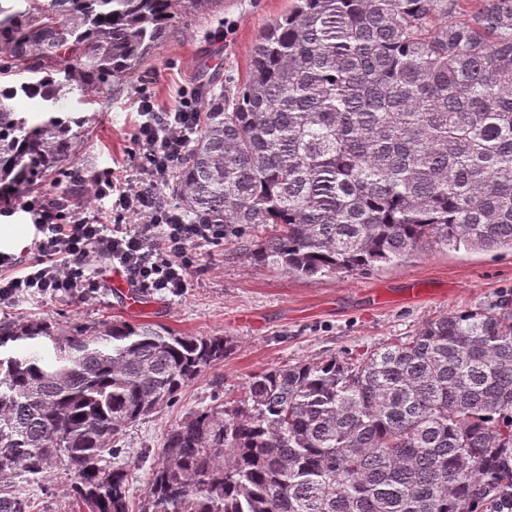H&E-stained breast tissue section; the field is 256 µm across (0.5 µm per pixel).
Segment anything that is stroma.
<instances>
[{"label": "stroma", "instance_id": "obj_1", "mask_svg": "<svg viewBox=\"0 0 512 512\" xmlns=\"http://www.w3.org/2000/svg\"><path fill=\"white\" fill-rule=\"evenodd\" d=\"M290 5L291 0H214L206 10L185 14L131 84H113L88 103L71 97L70 107L88 118L77 138L76 169L87 179L108 167L138 175L134 133L140 99L161 112L186 88L240 87L256 41ZM416 286L422 298H410ZM502 301L512 304V253L506 251L433 245L365 274L304 278L260 265L227 242L199 250L182 295L143 293L132 306L125 289L110 284L86 301L35 295L0 305V325L47 320L65 332L75 322L159 323L231 342L224 361L185 387L174 403L128 428L118 459L132 473L131 501L137 504L167 430L186 412L240 399L253 374L366 352L413 335L427 321ZM72 485L60 461L45 483L27 485L24 494L37 512H77Z\"/></svg>", "mask_w": 512, "mask_h": 512}]
</instances>
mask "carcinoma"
<instances>
[{
	"mask_svg": "<svg viewBox=\"0 0 512 512\" xmlns=\"http://www.w3.org/2000/svg\"><path fill=\"white\" fill-rule=\"evenodd\" d=\"M186 2L213 0H0V186H78L85 118L56 115L59 102L130 81ZM23 97L48 117L21 115ZM168 189L240 239L274 225L245 248L305 278L432 244L512 251V0H294L244 85L210 96ZM229 351L149 323L0 327V512H31L16 482L58 459L81 512H129L116 444ZM160 455L140 512H502L512 309L258 372L239 403L168 430Z\"/></svg>",
	"mask_w": 512,
	"mask_h": 512,
	"instance_id": "carcinoma-1",
	"label": "carcinoma"
}]
</instances>
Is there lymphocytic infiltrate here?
Returning a JSON list of instances; mask_svg holds the SVG:
<instances>
[{
	"mask_svg": "<svg viewBox=\"0 0 512 512\" xmlns=\"http://www.w3.org/2000/svg\"><path fill=\"white\" fill-rule=\"evenodd\" d=\"M139 108L134 139L144 180L103 170L92 183L91 208L82 210L21 200L37 230L34 255L23 264L0 252V303L35 294L91 299L101 286V254L140 291L178 296L188 286L193 247L223 242V225L190 220L157 193L196 135L198 93L182 91L165 112L145 102Z\"/></svg>",
	"mask_w": 512,
	"mask_h": 512,
	"instance_id": "1",
	"label": "lymphocytic infiltrate"
}]
</instances>
